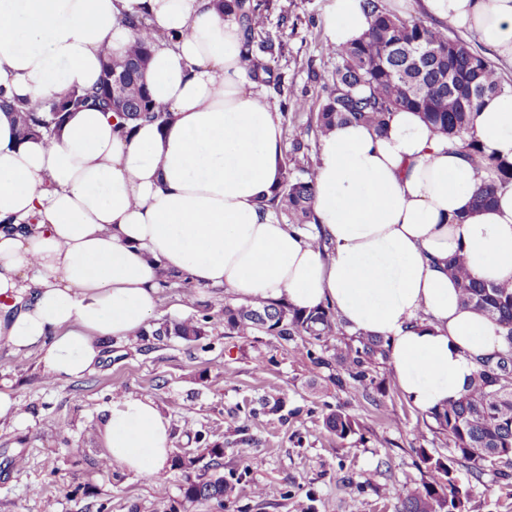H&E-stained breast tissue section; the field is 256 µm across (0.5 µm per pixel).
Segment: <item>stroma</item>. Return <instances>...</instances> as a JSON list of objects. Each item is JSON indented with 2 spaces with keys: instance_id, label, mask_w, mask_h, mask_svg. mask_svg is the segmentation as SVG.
<instances>
[{
  "instance_id": "35a3bbf8",
  "label": "stroma",
  "mask_w": 512,
  "mask_h": 512,
  "mask_svg": "<svg viewBox=\"0 0 512 512\" xmlns=\"http://www.w3.org/2000/svg\"><path fill=\"white\" fill-rule=\"evenodd\" d=\"M265 33L284 45L264 89L282 105L289 89L305 92L311 105L322 96L309 70L331 75L335 56L324 43L328 0H271ZM211 325L198 345L169 336L107 341L100 362L81 378L52 380L36 354L0 346V385L16 400L19 418H0V512H398V492L420 487L424 447L449 456L445 438L397 388L390 364L376 367L387 395L383 409L339 388L312 354L289 353L273 336H228L224 306L234 295L204 287L196 296ZM152 400L169 420L172 445L194 447L196 434L224 445L221 468L235 490L224 502L185 503L187 472L168 467L147 478L113 465L100 471L105 454L102 418L120 397ZM179 398L181 408L168 404ZM280 401L271 410V401ZM341 408L357 423L339 439L323 417ZM64 434H57L56 426ZM469 488L468 512H512V478L492 468L475 474L458 467Z\"/></svg>"
}]
</instances>
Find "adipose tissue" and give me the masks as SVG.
Masks as SVG:
<instances>
[{
	"label": "adipose tissue",
	"mask_w": 512,
	"mask_h": 512,
	"mask_svg": "<svg viewBox=\"0 0 512 512\" xmlns=\"http://www.w3.org/2000/svg\"><path fill=\"white\" fill-rule=\"evenodd\" d=\"M419 4L512 64V0ZM133 14L159 35L146 81L166 126L121 130L87 107L52 141H23L0 111V344L37 352L53 379L82 377L103 342L145 327L165 275L183 274L242 301L331 306L389 341L419 412L458 398L505 343L461 303L448 261L512 287V186L472 208L479 181L464 152L399 110L384 132L349 123L321 136L315 224L288 228L265 205L280 183L281 114L242 63V25L213 0H0V91L33 105L94 86L104 55L133 42ZM324 27L329 47L359 41L364 0H331ZM471 131L512 164V89L474 110ZM103 428L113 463L143 476L167 466L170 424L152 400L120 399Z\"/></svg>",
	"instance_id": "obj_1"
}]
</instances>
